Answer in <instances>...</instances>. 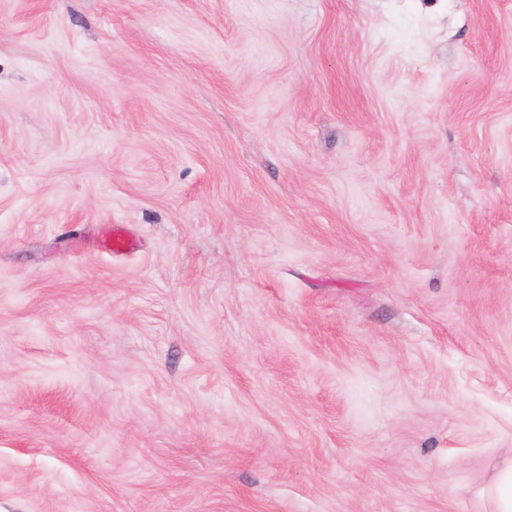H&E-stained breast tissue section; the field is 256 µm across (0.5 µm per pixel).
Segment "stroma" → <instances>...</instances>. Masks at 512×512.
I'll list each match as a JSON object with an SVG mask.
<instances>
[{
  "instance_id": "35a3bbf8",
  "label": "stroma",
  "mask_w": 512,
  "mask_h": 512,
  "mask_svg": "<svg viewBox=\"0 0 512 512\" xmlns=\"http://www.w3.org/2000/svg\"><path fill=\"white\" fill-rule=\"evenodd\" d=\"M428 4L0 0V512H488L512 0Z\"/></svg>"
}]
</instances>
